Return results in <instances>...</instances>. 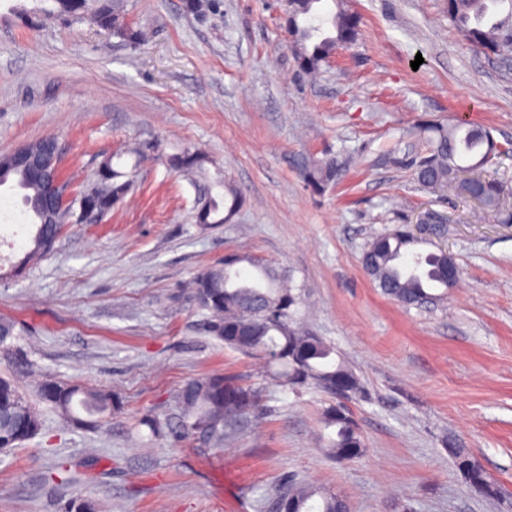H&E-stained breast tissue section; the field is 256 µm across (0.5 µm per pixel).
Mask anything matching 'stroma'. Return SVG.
Returning <instances> with one entry per match:
<instances>
[{
    "label": "stroma",
    "mask_w": 512,
    "mask_h": 512,
    "mask_svg": "<svg viewBox=\"0 0 512 512\" xmlns=\"http://www.w3.org/2000/svg\"><path fill=\"white\" fill-rule=\"evenodd\" d=\"M183 0H122L123 20L151 37L132 46L86 19L49 17L53 0H0V155L51 137L62 179L82 190L104 157L135 169L136 186L103 220L64 225L54 250L0 279V317L23 333L30 366L0 354V374L27 400L51 378L118 393L101 427L42 407L43 429L0 450V512H61L70 496L105 512H261L288 478L344 495L351 512H512V223L474 201L421 187L419 152L402 132L464 118L512 142V57L474 51L444 0H348L356 43L317 81L302 73L283 0H220L185 14ZM419 68H411L415 56ZM160 142L161 155L132 148ZM204 149L243 205L209 230L191 221L194 191L163 157ZM397 147L403 165L386 160ZM353 164L325 192L302 158ZM434 211L422 252L460 269L444 301L405 307L365 273L374 234ZM33 226L19 191L0 187V254L20 260ZM239 250L275 263L313 309L365 390L351 402L367 446L340 463L324 451L330 398L258 379L254 359L199 330L184 284ZM212 373L261 390L263 413L221 447L153 445L138 419L176 413L188 380ZM470 449L506 491L471 493L448 457ZM73 474L60 486V466Z\"/></svg>",
    "instance_id": "obj_1"
}]
</instances>
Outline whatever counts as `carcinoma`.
I'll return each mask as SVG.
<instances>
[{"label": "carcinoma", "instance_id": "carcinoma-1", "mask_svg": "<svg viewBox=\"0 0 512 512\" xmlns=\"http://www.w3.org/2000/svg\"><path fill=\"white\" fill-rule=\"evenodd\" d=\"M53 14L59 18L81 17L99 27L112 29L131 45H140L146 32L120 22L122 5L117 0H53ZM322 0H291L286 7V28L301 69L320 72L336 49L353 44L359 35V17L345 0L329 19L332 31L322 30L317 13ZM449 21L464 41L475 50L495 55L512 53V0H446ZM425 134L426 153L414 161L418 183L441 194L452 189L464 197H476L480 205L495 211L501 185L490 174L498 160L512 152V146L498 143L485 127L463 121L448 124L430 122L420 127ZM168 168L185 177L195 191L193 219L203 228L228 221L241 201L236 190L217 171L210 174V160L200 149L185 148L166 157ZM304 180L316 193L335 183L343 165L334 156L300 163ZM134 174L122 171L113 158H104L95 178L81 191L80 199L92 215L109 213L132 189ZM24 191V202L32 212L36 231L32 248L24 258L9 266L12 274L50 252L65 224L74 214L64 210L59 223L44 220L46 194L42 180L19 166L9 154L0 155V185ZM421 243L405 226L374 237L366 246L362 263L366 273L381 290L404 306L447 297L432 293L448 285L446 251L422 254L413 250ZM190 298L202 315L203 331L224 346L247 357L265 361V377L291 391L314 388L331 397L349 400L362 396L363 386L353 370L336 358V349L310 331L304 323L302 289L265 260L244 252H229L224 259L196 275L187 285ZM15 323L0 319V349L27 363L23 349L12 340ZM41 402L67 420L77 421V410L107 419L121 409V397L103 389L41 379L36 381ZM179 413L168 415L149 410L139 424L149 430V440L177 443L188 437L202 438L219 447L238 419L257 412L259 393L249 384L222 374L207 375L185 383L177 394ZM323 429H334L327 454L338 462L361 457L366 445L360 427L347 404L324 408ZM42 430L39 409L19 391L13 378L0 375V449L14 448ZM460 477L472 475L485 483L483 497L494 499L497 481L467 448L449 445ZM276 512H350L344 496L305 481L288 480L287 492L278 496ZM64 512H102L101 506L80 497L69 498Z\"/></svg>", "mask_w": 512, "mask_h": 512}]
</instances>
